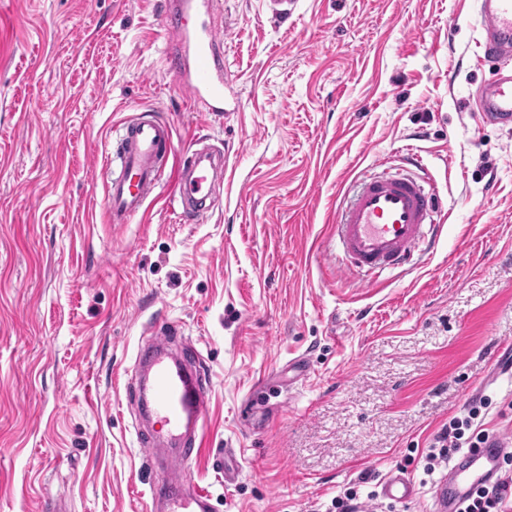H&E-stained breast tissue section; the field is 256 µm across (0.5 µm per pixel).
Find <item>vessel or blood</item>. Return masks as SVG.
I'll use <instances>...</instances> for the list:
<instances>
[{"instance_id":"1","label":"vessel or blood","mask_w":512,"mask_h":512,"mask_svg":"<svg viewBox=\"0 0 512 512\" xmlns=\"http://www.w3.org/2000/svg\"><path fill=\"white\" fill-rule=\"evenodd\" d=\"M214 0H164L160 15L164 29L176 41L171 56L179 86L194 103L209 112L224 109V39L206 22ZM484 32V55L497 63L494 78L484 86L479 108L485 117L512 123V73L500 67L512 59V0H478ZM170 127L159 120L135 118L125 122L113 156L105 167L114 174L107 184L104 208L111 223L126 224L158 196L161 171L171 151ZM405 174L363 180L336 218V247L341 266L374 280L382 272L407 265L420 246L434 248L442 231L435 216V195L426 179L414 174L418 156L405 159ZM223 155L194 151L174 176L172 201L177 219L209 211L217 185L224 181ZM141 365L138 392L148 414L161 430L148 443V453L168 470L166 482L152 485L155 512H212L210 497L197 489L182 468L201 451L210 404L205 374L173 357L165 344L151 343L137 352ZM512 440L490 438L478 448L466 449L438 479L433 512H462L478 486L499 481ZM379 494L393 501H408L416 489L402 472H392Z\"/></svg>"}]
</instances>
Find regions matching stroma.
Masks as SVG:
<instances>
[{"instance_id":"35a3bbf8","label":"stroma","mask_w":512,"mask_h":512,"mask_svg":"<svg viewBox=\"0 0 512 512\" xmlns=\"http://www.w3.org/2000/svg\"><path fill=\"white\" fill-rule=\"evenodd\" d=\"M157 0H0V512H150L135 354L166 328L211 384L190 471L213 512H430L433 435L473 397L512 434V123L486 121L477 0H217L225 113L193 108ZM152 110L226 156L213 208L109 223L102 168ZM418 152L437 250L367 286L330 262L336 210ZM242 450L232 484L214 461ZM419 494L377 497L388 472Z\"/></svg>"}]
</instances>
